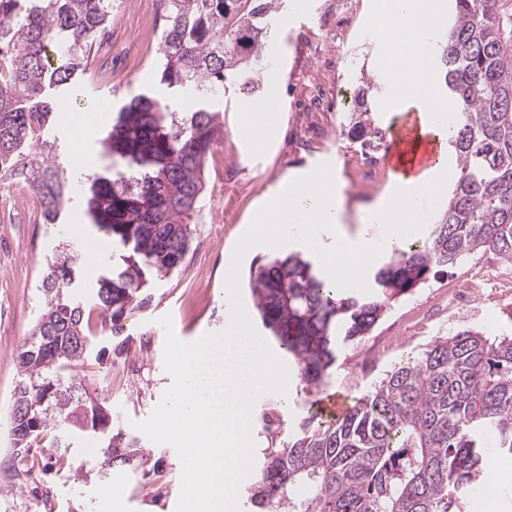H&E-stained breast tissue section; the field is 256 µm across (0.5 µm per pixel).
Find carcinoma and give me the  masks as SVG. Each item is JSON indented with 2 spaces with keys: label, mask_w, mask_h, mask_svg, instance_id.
<instances>
[{
  "label": "carcinoma",
  "mask_w": 512,
  "mask_h": 512,
  "mask_svg": "<svg viewBox=\"0 0 512 512\" xmlns=\"http://www.w3.org/2000/svg\"><path fill=\"white\" fill-rule=\"evenodd\" d=\"M165 2L159 83L190 105L179 111L142 92L118 109L102 140L115 162L87 178L84 197L92 224L116 246L112 265L86 303L75 294L79 253L64 244L46 260L44 305L16 356L22 381L13 408L35 407L27 420L11 415L18 451L44 434L51 447L67 449L92 431L111 459L133 460L138 439L110 434L108 414L86 406L67 374L95 336L86 312L116 336L127 311L149 303L150 282L180 266L201 209L206 159L224 141L220 112L207 101L230 86L242 101L257 99L269 68L273 0ZM111 13L112 0H0V179L25 183L48 224L72 200L48 133ZM434 59L455 109L456 170L429 237L369 273L366 296L335 288L300 253L249 268L262 326L310 389L328 386L342 350L442 268L486 249L512 260V10L503 0H454ZM359 82L343 127L372 161L390 127L371 107L375 77L362 69ZM493 455L512 457V337L466 329L399 362L336 422H302L264 455L246 493L254 512H465L488 481Z\"/></svg>",
  "instance_id": "1"
}]
</instances>
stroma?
<instances>
[{
  "instance_id": "1",
  "label": "stroma",
  "mask_w": 512,
  "mask_h": 512,
  "mask_svg": "<svg viewBox=\"0 0 512 512\" xmlns=\"http://www.w3.org/2000/svg\"><path fill=\"white\" fill-rule=\"evenodd\" d=\"M156 2L114 0L108 28L112 51L93 50L87 56L71 107L81 117L93 110L101 114L86 145L93 166L102 163L101 141L124 102L146 89L161 99L170 97L157 80L160 37L146 33ZM275 3L278 23L267 48L296 68L290 80L272 65L264 79L265 89L275 90L282 114L280 143L266 151L251 149L235 131L238 97L229 92L215 102L224 118V142L206 160L202 208L188 254L176 270L153 281L149 305L127 316L121 335L98 333L105 355L89 357L72 371L80 392L111 412L113 431L138 437L142 459L109 463L92 435L64 452L46 439L32 443L23 480H14L12 468L0 467V512H176L182 466L175 449L137 436L133 427L149 417L172 382L164 370L159 318L171 315L176 335L186 343L223 331L227 262L249 228L252 210L286 173L330 164L345 197L344 229L352 236L361 229L360 216L392 191L394 177L375 184L353 173L357 146L342 135L344 110L336 105L337 88L356 95L363 68L377 80L379 97L389 91L380 67L381 46L364 32L373 0ZM26 190L22 182L0 181V457L12 452L10 415L21 379L16 353L31 335L45 259L60 239L55 225L43 223L39 209L11 201V194ZM61 222L71 225L69 242L88 258L81 277L82 294L90 296L110 257L93 251L105 235L88 224L76 200ZM511 265L495 251L476 253L395 304L368 336L340 354L330 393L356 402L395 364L435 337L460 329L512 336V284L500 285L495 278ZM468 274L485 281L466 301L449 307V287ZM287 368V393L263 395L253 407L254 461H261L266 449L280 447L311 414L314 394L306 390L295 363Z\"/></svg>"
}]
</instances>
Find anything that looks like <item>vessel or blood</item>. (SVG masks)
Segmentation results:
<instances>
[{"mask_svg": "<svg viewBox=\"0 0 512 512\" xmlns=\"http://www.w3.org/2000/svg\"><path fill=\"white\" fill-rule=\"evenodd\" d=\"M440 146L433 137L422 135L419 113L406 110L398 114L385 159L397 175H417L432 166Z\"/></svg>", "mask_w": 512, "mask_h": 512, "instance_id": "obj_1", "label": "vessel or blood"}]
</instances>
